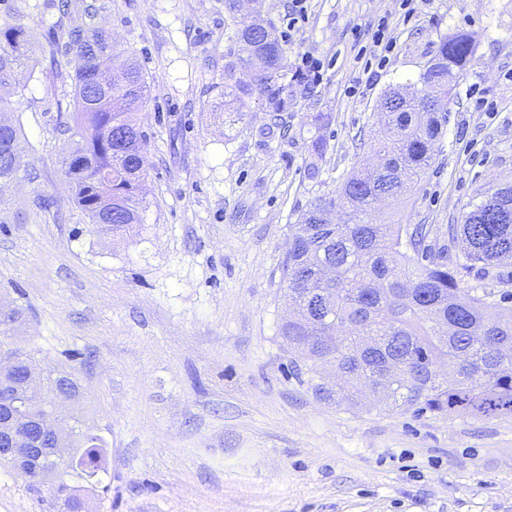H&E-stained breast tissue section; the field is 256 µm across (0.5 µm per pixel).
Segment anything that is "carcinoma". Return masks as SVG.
I'll return each instance as SVG.
<instances>
[{
  "instance_id": "carcinoma-1",
  "label": "carcinoma",
  "mask_w": 512,
  "mask_h": 512,
  "mask_svg": "<svg viewBox=\"0 0 512 512\" xmlns=\"http://www.w3.org/2000/svg\"><path fill=\"white\" fill-rule=\"evenodd\" d=\"M250 19L235 22L237 51L224 89L241 105L258 90L281 106L286 51L253 0ZM85 4L82 23L51 41L73 64V111L65 132L73 149L63 159L68 198L84 223L123 232L141 222L146 134L144 67L126 57L118 75L111 34ZM37 37L22 24H0V93L22 92L35 68ZM470 37L445 40L432 66L413 83L384 91L392 108L380 115L381 138L369 147L376 163L353 169L336 196L312 201L289 225L282 271L288 305L281 325L291 354L301 358L311 388L357 409L368 395L394 411L512 416V295L491 298L465 284L473 271L512 266V182L476 193L478 202L453 225L461 252L425 243L424 226L403 223L404 209L433 164L448 119L446 105L473 53ZM21 128L0 120V191L28 172ZM391 200L397 220L379 224L372 211ZM23 323L13 307L0 314V336ZM336 337L334 348L320 342ZM83 452L69 476L92 478L103 439L78 431ZM5 464L32 484L41 477L20 458ZM62 512H83L76 487L51 488Z\"/></svg>"
}]
</instances>
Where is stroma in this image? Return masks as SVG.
<instances>
[{"mask_svg": "<svg viewBox=\"0 0 512 512\" xmlns=\"http://www.w3.org/2000/svg\"><path fill=\"white\" fill-rule=\"evenodd\" d=\"M51 0H0V24L38 35L40 74L0 106L36 150L6 193L0 300L23 307L7 348L68 371L76 415L104 440L83 493L92 512H512V417L355 410L316 396L292 362L282 265L288 226L337 187L378 128L390 86L416 79L443 40H474L436 159L406 209L450 244L475 192L512 178V0H308L286 43L285 104L220 114L234 49L224 0H98L118 50L146 68L147 207L115 237L83 223L65 190L61 129L73 69L48 33L83 18ZM387 18L383 66L372 34ZM323 79L303 80V55ZM0 512H58L0 465Z\"/></svg>", "mask_w": 512, "mask_h": 512, "instance_id": "obj_1", "label": "stroma"}]
</instances>
